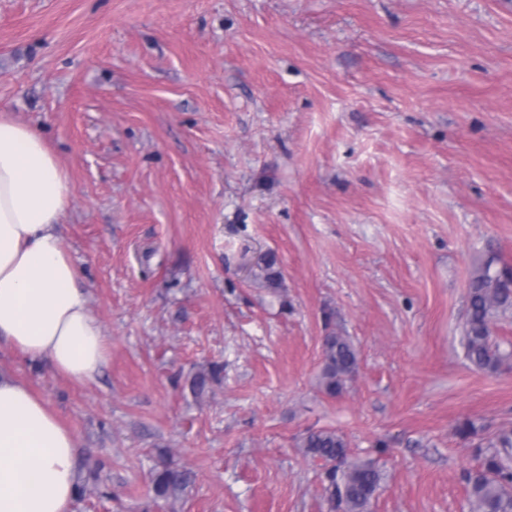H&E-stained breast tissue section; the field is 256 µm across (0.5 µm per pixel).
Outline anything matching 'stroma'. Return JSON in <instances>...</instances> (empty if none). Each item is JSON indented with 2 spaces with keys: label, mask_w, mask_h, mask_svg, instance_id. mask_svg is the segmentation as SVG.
Returning <instances> with one entry per match:
<instances>
[{
  "label": "stroma",
  "mask_w": 512,
  "mask_h": 512,
  "mask_svg": "<svg viewBox=\"0 0 512 512\" xmlns=\"http://www.w3.org/2000/svg\"><path fill=\"white\" fill-rule=\"evenodd\" d=\"M1 112L69 177L109 347L77 384L0 344L75 436L72 512H330L318 429L377 461L371 512H470L458 429L512 428V369L461 343L512 267V0H0ZM508 312H512V269L496 268L494 259H488L470 280L462 330L465 357L477 370L511 369L512 351L502 350L492 339L494 319ZM358 352L349 336L330 332L323 340L320 386L331 397L340 395L357 370ZM186 482L185 475L177 470L164 467L156 472L153 483L159 497L174 496Z\"/></svg>",
  "instance_id": "obj_1"
}]
</instances>
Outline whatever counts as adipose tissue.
Wrapping results in <instances>:
<instances>
[{
    "mask_svg": "<svg viewBox=\"0 0 512 512\" xmlns=\"http://www.w3.org/2000/svg\"><path fill=\"white\" fill-rule=\"evenodd\" d=\"M67 174L35 129L0 114V341L61 377L95 381L108 344L59 231ZM74 435L28 385L0 372V512H70Z\"/></svg>",
    "mask_w": 512,
    "mask_h": 512,
    "instance_id": "ef3b65f1",
    "label": "adipose tissue"
}]
</instances>
